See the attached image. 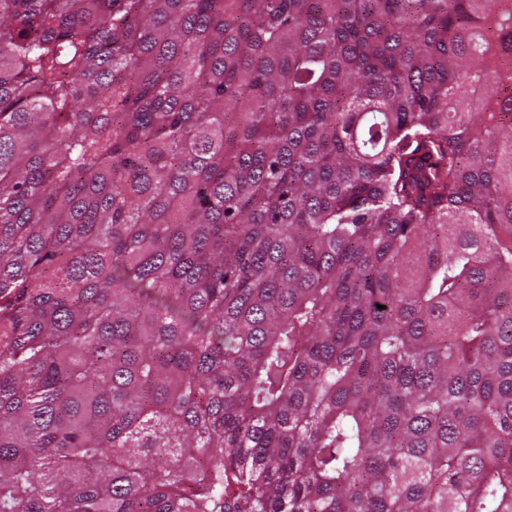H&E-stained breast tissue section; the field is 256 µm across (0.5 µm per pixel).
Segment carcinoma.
<instances>
[{
	"label": "carcinoma",
	"instance_id": "1",
	"mask_svg": "<svg viewBox=\"0 0 512 512\" xmlns=\"http://www.w3.org/2000/svg\"><path fill=\"white\" fill-rule=\"evenodd\" d=\"M507 35L0 0V512H512Z\"/></svg>",
	"mask_w": 512,
	"mask_h": 512
}]
</instances>
